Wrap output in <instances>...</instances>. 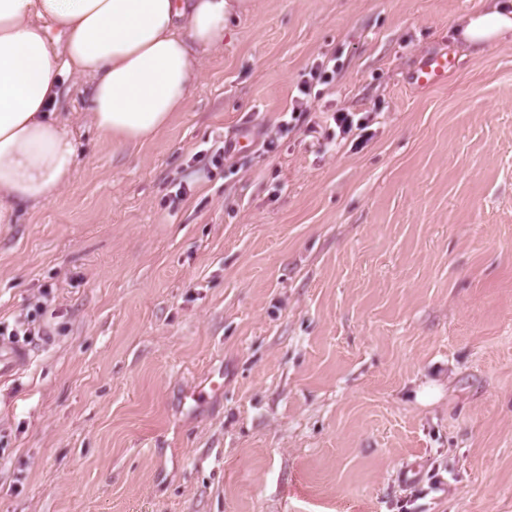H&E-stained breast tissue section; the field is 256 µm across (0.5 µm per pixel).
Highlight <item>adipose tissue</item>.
Returning <instances> with one entry per match:
<instances>
[{
	"label": "adipose tissue",
	"mask_w": 512,
	"mask_h": 512,
	"mask_svg": "<svg viewBox=\"0 0 512 512\" xmlns=\"http://www.w3.org/2000/svg\"><path fill=\"white\" fill-rule=\"evenodd\" d=\"M252 0H0V224L54 201L77 156L67 88L89 83L94 128L143 144L185 111L204 58ZM512 35L504 4L468 16L472 45Z\"/></svg>",
	"instance_id": "ef3b65f1"
}]
</instances>
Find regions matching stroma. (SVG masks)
I'll return each instance as SVG.
<instances>
[{
	"label": "stroma",
	"instance_id": "1",
	"mask_svg": "<svg viewBox=\"0 0 512 512\" xmlns=\"http://www.w3.org/2000/svg\"><path fill=\"white\" fill-rule=\"evenodd\" d=\"M494 2L253 0L142 145L70 94L71 183L0 224V321L45 331L0 379V512H512V36H457ZM456 58L448 50L425 53L417 61L408 78V85L415 89L433 88L448 80V73L456 69ZM352 112H336L333 113V120L339 129V135L343 137L354 134L355 131H360L357 134V138L363 137L362 132L368 127L369 116H362L356 121Z\"/></svg>",
	"mask_w": 512,
	"mask_h": 512
}]
</instances>
